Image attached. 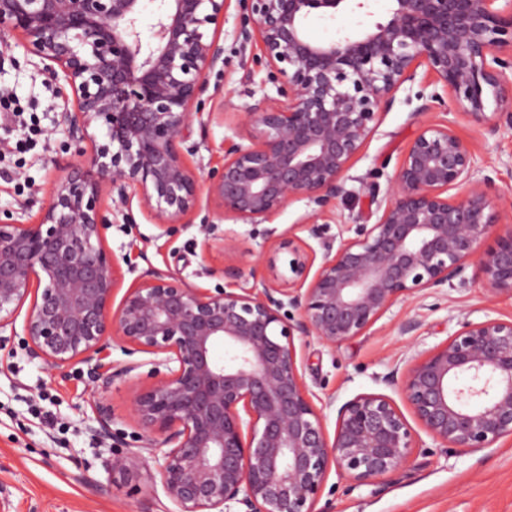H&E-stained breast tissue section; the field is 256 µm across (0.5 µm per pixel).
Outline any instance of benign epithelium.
I'll list each match as a JSON object with an SVG mask.
<instances>
[{
    "mask_svg": "<svg viewBox=\"0 0 512 512\" xmlns=\"http://www.w3.org/2000/svg\"><path fill=\"white\" fill-rule=\"evenodd\" d=\"M503 5L498 7L496 2ZM142 0H0V37L16 36L53 76L73 109L69 137L96 125L106 139L58 182L36 224L0 222V332L54 370L86 366L102 439L114 414L102 398L149 365L153 382L134 390L138 448L112 459L127 475L152 457L178 512H315L330 468L367 484L406 464L415 432L396 402L361 393L337 412L329 436L300 371L295 339L336 346L362 336L397 301L454 279L512 295V224L489 209L490 179L473 180L474 148L448 121L408 144L377 221L337 250L282 236L264 275L228 267L229 283L201 293L154 269L113 306L117 271L102 241L109 186L130 213L128 189L160 224L193 212L200 186L185 162L194 119L224 67L218 33L231 0H155L152 41L141 38ZM348 0H246L252 28L282 106L264 97L246 112L254 135L229 141L208 195L219 218L260 224L292 200L323 212L348 191L344 177L401 86L424 65L471 120L512 129V108L486 115L512 84V0H391L389 18L332 42L306 32L314 10ZM463 191L448 195V190ZM128 360L101 363L108 339ZM147 354L148 360H133ZM399 383L424 431L445 448H490L512 439V319L464 320L414 360ZM167 449L156 455L155 435Z\"/></svg>",
    "mask_w": 512,
    "mask_h": 512,
    "instance_id": "1",
    "label": "benign epithelium"
}]
</instances>
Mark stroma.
<instances>
[{"label": "stroma", "mask_w": 512, "mask_h": 512, "mask_svg": "<svg viewBox=\"0 0 512 512\" xmlns=\"http://www.w3.org/2000/svg\"><path fill=\"white\" fill-rule=\"evenodd\" d=\"M390 6V0H369L364 12L346 8L331 16L315 11L306 29L313 39L330 42L359 23L385 20ZM248 22L241 0H231L220 37L224 70L209 75L216 92L201 105L210 120L192 126L197 151L189 161L203 184L209 172L223 166L226 139L251 143L247 107L276 93L259 48L241 45L239 32ZM1 86L13 91L18 107L35 113L42 130L24 150L0 155V218L9 214L28 224L39 217L53 182L84 162L83 152L91 144L71 142L61 122L73 102L69 85L44 73L39 59L15 37L0 39ZM435 88L423 67L401 86L347 173V196L337 198L319 218V238L307 230L313 206L305 199L292 201L260 224L214 219L205 198L183 223L169 227L138 210L134 223L116 222L104 236L103 245L118 264L120 290L160 269L211 292L223 287L225 267H257L263 252L283 234H295L317 250L326 241L337 246L354 238L356 225L377 218L367 183L376 182L380 192H387L406 146L432 120L449 121L474 144V177L491 179L490 209L501 222L512 221V131L489 133L459 114L448 97L424 104L423 96ZM228 233L236 242L230 251L223 248ZM487 318L512 319V295L456 282L396 302L363 336L334 347L309 340L298 357L327 429H334L339 407L358 394L400 399L397 387L386 381L392 371H405L412 359L446 340L459 321ZM408 321L416 322V329L400 333ZM41 392L47 396L45 408L66 424V431L48 429L37 419L30 401ZM97 400L75 368L59 373L30 359L18 340L0 343V512H177L157 467L127 479L112 475V458L126 447L94 435ZM416 440L408 462L375 483L359 486L330 472L319 512H512V440L482 450H455L440 447L421 429Z\"/></svg>", "instance_id": "stroma-1"}]
</instances>
